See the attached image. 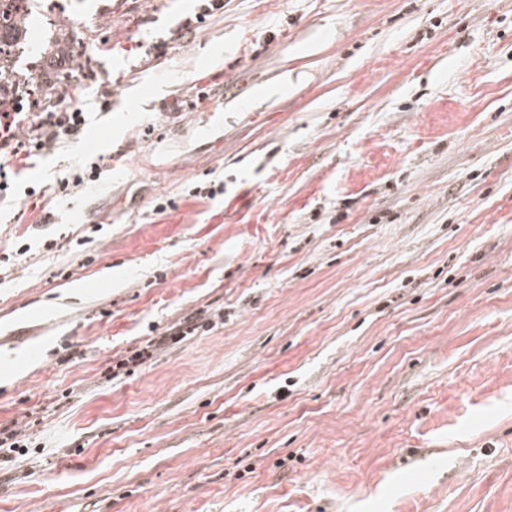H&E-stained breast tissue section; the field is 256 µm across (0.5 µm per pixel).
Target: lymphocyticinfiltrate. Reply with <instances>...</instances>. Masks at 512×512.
<instances>
[{"label":"lymphocytic infiltrate","mask_w":512,"mask_h":512,"mask_svg":"<svg viewBox=\"0 0 512 512\" xmlns=\"http://www.w3.org/2000/svg\"><path fill=\"white\" fill-rule=\"evenodd\" d=\"M80 87L45 90L37 80L18 78L0 57V192L8 188V170H21L33 158L78 134L85 117L77 102Z\"/></svg>","instance_id":"obj_1"}]
</instances>
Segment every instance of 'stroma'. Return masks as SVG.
Masks as SVG:
<instances>
[{
  "mask_svg": "<svg viewBox=\"0 0 512 512\" xmlns=\"http://www.w3.org/2000/svg\"><path fill=\"white\" fill-rule=\"evenodd\" d=\"M195 7L0 35L86 118L0 206V512H512V0ZM201 2H205L201 4V11L196 12L194 18L187 17L181 24V30L184 29L185 33L194 32L199 29L202 24L206 23L207 17L212 16L217 11L223 9L224 1L222 0H203Z\"/></svg>",
  "mask_w": 512,
  "mask_h": 512,
  "instance_id": "1",
  "label": "stroma"
}]
</instances>
